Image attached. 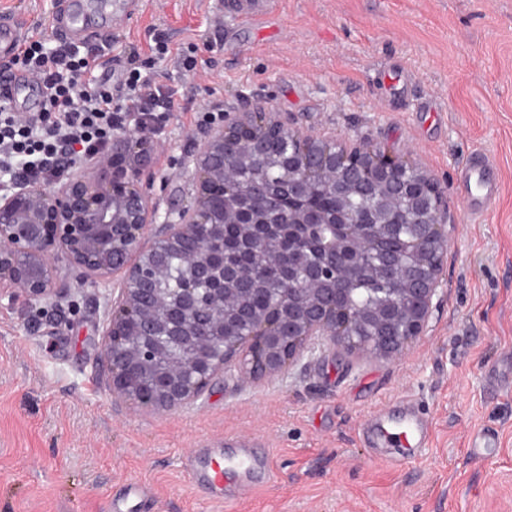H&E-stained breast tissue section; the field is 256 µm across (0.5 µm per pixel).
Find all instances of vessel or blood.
<instances>
[{"label": "vessel or blood", "mask_w": 512, "mask_h": 512, "mask_svg": "<svg viewBox=\"0 0 512 512\" xmlns=\"http://www.w3.org/2000/svg\"><path fill=\"white\" fill-rule=\"evenodd\" d=\"M264 0H234L225 6L224 0H207L208 11L216 19L224 15L244 20L251 25L262 24L265 12ZM51 33L65 42H96L99 35L93 31L86 14L62 0L50 23ZM24 35L13 23L10 14L0 15V58L15 57L23 48ZM493 163L485 156L473 155L461 172L462 197L467 212L475 218L484 216L500 193V186L492 177ZM429 425L414 408H406L393 417L381 411L370 413L363 425L365 443L373 448H421L426 444ZM259 461L251 449L213 448L209 451V463L202 471L194 472L195 482L213 494H221L227 480H234L233 496L239 497L256 484L253 473Z\"/></svg>", "instance_id": "vessel-or-blood-1"}]
</instances>
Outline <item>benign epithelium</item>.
<instances>
[{"mask_svg":"<svg viewBox=\"0 0 512 512\" xmlns=\"http://www.w3.org/2000/svg\"><path fill=\"white\" fill-rule=\"evenodd\" d=\"M274 138L288 143L292 176L286 187L262 186L258 205L236 191L239 170L263 159ZM117 155L130 157V168L114 169ZM149 162L138 131L124 129L112 134L109 155L77 161L56 182L0 184V297L32 302L57 294L61 259L118 291L102 331L112 398L173 410L196 402L220 372L279 376L320 345L392 360L427 331L454 225L434 179L416 163L362 141L347 146L324 133L303 135L263 101L245 112H225L224 122L208 130L180 174L192 186L190 204L164 213L152 204L142 183ZM318 185L335 197V212L299 206ZM231 192L234 200L215 214L213 199ZM355 197L368 201L365 213L350 208ZM215 224L234 233L250 226L253 244L272 262L279 261L277 248L269 246L272 235L318 224L325 259L301 276L288 266V287L265 309H245L242 289H224L214 297L210 325L189 305L198 289H182L184 328L196 336L197 348L161 364V348L138 340L170 304L152 284L188 237L197 239L192 260L198 265L224 250ZM151 229L153 243L145 249ZM407 231L411 239L402 253L381 246ZM369 279L381 288L358 287ZM224 281L249 285L254 278L226 258ZM231 311L244 331L219 346L216 337L224 335V315ZM281 314L288 315L286 336L279 332Z\"/></svg>","mask_w":512,"mask_h":512,"instance_id":"benign-epithelium-1","label":"benign epithelium"}]
</instances>
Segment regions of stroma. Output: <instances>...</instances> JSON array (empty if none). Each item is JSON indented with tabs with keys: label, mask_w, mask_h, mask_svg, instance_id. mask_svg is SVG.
<instances>
[{
	"label": "stroma",
	"mask_w": 512,
	"mask_h": 512,
	"mask_svg": "<svg viewBox=\"0 0 512 512\" xmlns=\"http://www.w3.org/2000/svg\"><path fill=\"white\" fill-rule=\"evenodd\" d=\"M98 26L143 51L166 36L196 55L176 75L174 113L151 137L149 196L192 200L179 172L204 138L193 113L222 89L234 112L254 100L300 130L333 129L415 158L443 193L456 230L429 330L398 360L324 349L272 379L215 376L196 405L152 412L113 400L99 331L107 290L77 272L66 295L0 299V512H103L123 485L151 492L150 512H512V0H271L262 27L208 17L203 0H140ZM212 51H203V44ZM502 191L468 215L460 172L475 153ZM415 403L426 447L393 467L360 435L369 412ZM496 431V456L466 452ZM270 449L275 485L232 501L204 493L184 460L210 445Z\"/></svg>",
	"instance_id": "35a3bbf8"
}]
</instances>
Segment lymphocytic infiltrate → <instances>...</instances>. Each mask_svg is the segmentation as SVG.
I'll return each instance as SVG.
<instances>
[{
  "instance_id": "obj_1",
  "label": "lymphocytic infiltrate",
  "mask_w": 512,
  "mask_h": 512,
  "mask_svg": "<svg viewBox=\"0 0 512 512\" xmlns=\"http://www.w3.org/2000/svg\"><path fill=\"white\" fill-rule=\"evenodd\" d=\"M168 53L163 38L153 59L109 35L87 47L42 37L27 41L15 61L42 86L44 102L41 111L17 112L0 100V174L51 182L78 159L106 155L120 128L155 131L175 109V89L156 80V63ZM104 55L113 63L106 75L98 72Z\"/></svg>"
}]
</instances>
